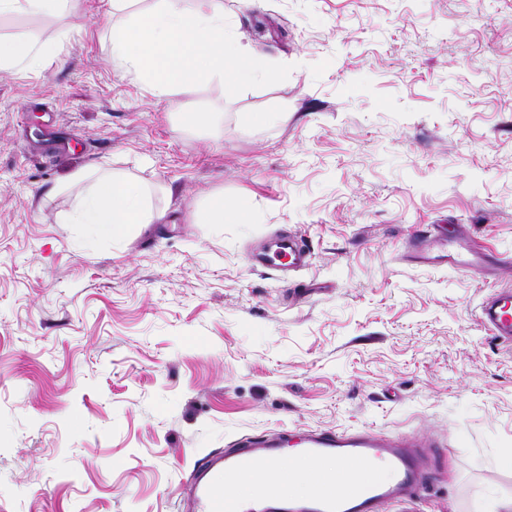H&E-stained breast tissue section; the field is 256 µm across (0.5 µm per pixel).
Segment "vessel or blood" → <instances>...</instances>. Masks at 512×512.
Here are the masks:
<instances>
[{"label": "vessel or blood", "instance_id": "obj_1", "mask_svg": "<svg viewBox=\"0 0 512 512\" xmlns=\"http://www.w3.org/2000/svg\"><path fill=\"white\" fill-rule=\"evenodd\" d=\"M286 245L287 259L264 251L253 260L277 269L308 266L310 251L303 239L289 237ZM406 247L413 263L435 269L463 272L503 262L465 237L459 226L418 231ZM479 321L495 340L512 345V290L491 289ZM298 438L310 464L304 473L313 484L309 496L283 491L277 468L279 439L247 437L233 451L206 455L193 469L185 484L186 512H380L389 502H416L436 480L429 462L430 443L414 435L320 430L299 433ZM327 460L339 463V471H325ZM241 483L251 484L253 494L234 493V486Z\"/></svg>", "mask_w": 512, "mask_h": 512}]
</instances>
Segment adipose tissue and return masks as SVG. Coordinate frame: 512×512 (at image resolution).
Segmentation results:
<instances>
[{"instance_id":"adipose-tissue-1","label":"adipose tissue","mask_w":512,"mask_h":512,"mask_svg":"<svg viewBox=\"0 0 512 512\" xmlns=\"http://www.w3.org/2000/svg\"><path fill=\"white\" fill-rule=\"evenodd\" d=\"M128 2L107 0L103 28L112 57L142 77L158 98L168 100L187 87L226 78L240 85L269 79L226 20L224 0H157L146 13L116 20ZM54 58L46 44L0 39V70H42ZM72 179L82 189L65 221L83 225L91 236L120 241L130 225L161 217L145 188L107 165L77 171Z\"/></svg>"}]
</instances>
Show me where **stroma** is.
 <instances>
[{"mask_svg": "<svg viewBox=\"0 0 512 512\" xmlns=\"http://www.w3.org/2000/svg\"><path fill=\"white\" fill-rule=\"evenodd\" d=\"M104 10L0 16L57 55L0 71V512H182L203 456L291 428L447 441L425 499L383 512L512 491V348L477 323L512 266L404 256L430 224L512 254V0H224L271 80L171 102L112 60ZM200 111L224 120L181 125ZM99 163L162 218L65 223L57 185ZM218 194L238 216L205 223ZM291 232L307 269L250 264Z\"/></svg>", "mask_w": 512, "mask_h": 512, "instance_id": "1", "label": "stroma"}]
</instances>
